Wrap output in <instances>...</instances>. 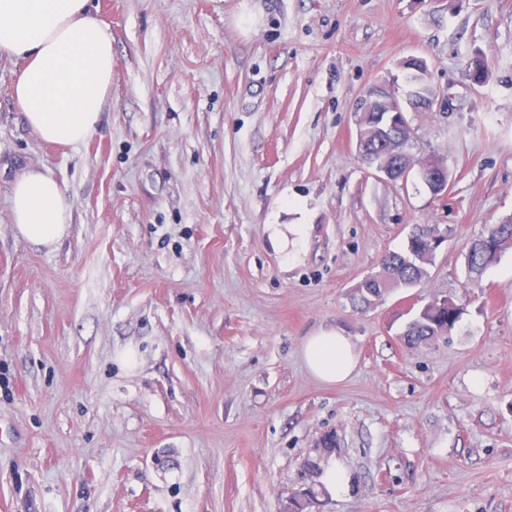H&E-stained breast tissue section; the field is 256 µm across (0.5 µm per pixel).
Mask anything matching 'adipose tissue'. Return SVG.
<instances>
[{"label": "adipose tissue", "mask_w": 512, "mask_h": 512, "mask_svg": "<svg viewBox=\"0 0 512 512\" xmlns=\"http://www.w3.org/2000/svg\"><path fill=\"white\" fill-rule=\"evenodd\" d=\"M20 61L14 99L32 131L48 143L77 145L95 134L112 86V31L92 0H0V58ZM19 235L51 246L71 221L63 187L41 170L20 172L11 193ZM309 370L327 383L353 368L347 337L323 332L307 337Z\"/></svg>", "instance_id": "obj_1"}]
</instances>
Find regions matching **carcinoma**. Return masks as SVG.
I'll use <instances>...</instances> for the list:
<instances>
[{"mask_svg": "<svg viewBox=\"0 0 512 512\" xmlns=\"http://www.w3.org/2000/svg\"><path fill=\"white\" fill-rule=\"evenodd\" d=\"M364 134V159L370 163H379L399 174L414 162L411 153L414 133L400 128L394 131V148L387 154L381 153L373 135L376 127V113L365 112L361 119ZM452 229H441L437 224H415L407 237V245L402 251L383 255L378 263L379 271L365 276L356 286L351 297L356 309H367L388 292L398 288H411L428 277L429 268L435 258L431 239H442ZM512 248V218L495 224H486L481 234L468 246L465 261L471 275V281L479 277L497 261L503 251ZM461 316L460 308L448 299H436L422 307L408 322L403 332V342L408 348L428 345L436 339L447 336L454 329ZM338 442L335 436L326 434L318 446L315 456L307 460V469L316 474L321 469L322 459L335 452ZM319 489L310 484L297 492L288 502V512H304L316 502Z\"/></svg>", "mask_w": 512, "mask_h": 512, "instance_id": "1", "label": "carcinoma"}]
</instances>
